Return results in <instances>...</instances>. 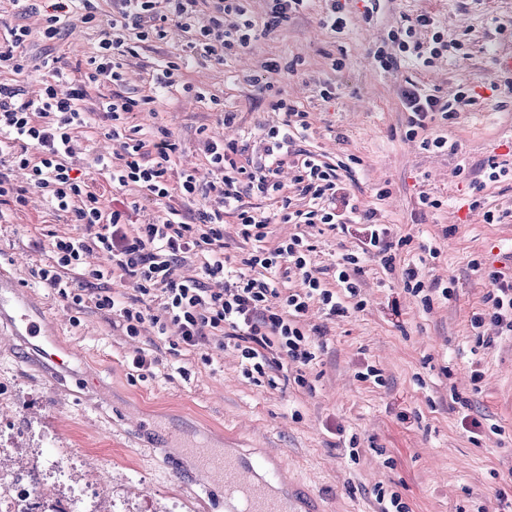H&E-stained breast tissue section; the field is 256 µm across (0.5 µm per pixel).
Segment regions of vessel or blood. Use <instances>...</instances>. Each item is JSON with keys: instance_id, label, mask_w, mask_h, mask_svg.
I'll list each match as a JSON object with an SVG mask.
<instances>
[{"instance_id": "vessel-or-blood-1", "label": "vessel or blood", "mask_w": 512, "mask_h": 512, "mask_svg": "<svg viewBox=\"0 0 512 512\" xmlns=\"http://www.w3.org/2000/svg\"><path fill=\"white\" fill-rule=\"evenodd\" d=\"M1 318L8 322L13 339L24 342L57 367L66 366L65 356L59 354L51 337L42 335L30 301L15 286H0ZM199 463V476L216 475L223 481L227 512H299L274 491L279 476L268 471L260 459L240 453L203 452Z\"/></svg>"}]
</instances>
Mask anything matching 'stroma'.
<instances>
[{
  "mask_svg": "<svg viewBox=\"0 0 512 512\" xmlns=\"http://www.w3.org/2000/svg\"><path fill=\"white\" fill-rule=\"evenodd\" d=\"M27 13L0 0V40L7 28L25 26L33 36L23 50L26 69L0 70V82L25 97L39 94L46 60L63 74L59 92L80 77L112 19L114 0H94L95 21L74 15L58 39L42 40L39 0ZM344 32L323 29L324 0H310L301 14L218 64L198 59L181 89L155 112L131 114L143 131L165 128L177 150L171 180L196 176L197 194L184 211L209 210L215 195L202 151L205 137L236 142L239 158L258 162L268 130L279 125L265 88L274 84L307 111V138L297 151L334 163L355 158L344 180L354 201L376 209L391 240H403L392 268L366 254L357 277L363 306L331 318L318 306L304 316V332L316 360L299 368L273 366L261 382L242 373L236 351L213 353L212 363L186 356L176 328L156 335L144 326L127 335L109 313L68 305L40 286L34 269L52 261V235L72 233L64 213L37 193L0 223V275L35 300L52 321L60 347L74 349L69 375L33 355L18 353L0 321V471L38 461L63 475L44 479L46 508H54L74 484L94 486V512H226L224 487L196 484L193 448H236L280 460L285 474L311 490L329 512H378V490L398 494L409 512H512V334L485 324L475 336L473 314L483 309L486 271L512 272V91L496 57L512 51V0H382L364 21L363 0H346ZM428 13L460 49L419 70L380 69L374 50L391 31ZM187 35L170 26L166 39L138 43L124 61V82L92 86L84 102L97 127L75 133V159L90 179L105 185L95 156L116 151L105 137L111 122L102 103L115 92L147 95L164 60L186 55ZM281 64L265 71L267 59ZM343 65L332 68V59ZM454 94L460 85L476 93L454 119L433 116L427 130L458 143L457 154L428 152L408 138V114L400 102L407 82ZM330 89L333 100L320 92ZM235 111L225 127V110ZM508 169L491 182L490 165ZM388 195L377 199L379 188ZM440 199L423 207L420 196ZM503 212L501 223L483 221ZM316 267L335 270L357 239L319 225L309 229ZM438 247L437 258L422 248ZM481 259L483 272L473 271ZM417 264L420 278L437 285L430 307L403 288L402 270ZM159 357L154 376L140 377L136 352ZM376 376H368V369Z\"/></svg>",
  "mask_w": 512,
  "mask_h": 512,
  "instance_id": "1",
  "label": "stroma"
}]
</instances>
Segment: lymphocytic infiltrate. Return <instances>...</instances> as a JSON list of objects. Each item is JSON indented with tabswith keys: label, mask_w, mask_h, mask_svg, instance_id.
I'll return each mask as SVG.
<instances>
[{
	"label": "lymphocytic infiltrate",
	"mask_w": 512,
	"mask_h": 512,
	"mask_svg": "<svg viewBox=\"0 0 512 512\" xmlns=\"http://www.w3.org/2000/svg\"><path fill=\"white\" fill-rule=\"evenodd\" d=\"M43 2L46 19L41 35L48 41L60 36L74 13H81L87 23L95 18L92 0ZM199 2L117 0L118 11L102 33L97 54L89 58L83 78L66 95H59L54 84L60 75L56 69L34 98L21 97L16 87L0 83V155L28 175L24 187L0 175V222L6 220L8 208L25 206L28 190H35L78 229L77 234L52 240L54 260L36 273L42 287L71 306L91 303L98 310L112 312L131 336L139 335L149 322L161 336L169 326H177L190 353L210 344L219 349L233 344L245 375L261 376L270 363L267 353L273 349L281 359L303 365L315 360L300 326L310 302H318L327 316L346 315L347 300L360 294L351 267L373 251L385 267H392L394 244L375 210L363 211L352 204L337 166L309 155L292 156V140L310 128L308 114L279 93L272 94L268 105L283 113L284 120L268 131L263 162L242 165L235 143L205 139L204 152L215 175L210 189L219 200L218 207L192 215L170 206L172 197L185 200L196 194V179L187 174L171 182L168 169L176 145L169 132L162 129L147 136L139 128H127L129 114L166 101L179 84L183 67L194 58L223 63L231 51L248 48L259 34L273 31L299 13L305 0H267V18L262 22L247 16L242 0H223L216 15L201 28L195 25ZM172 23L190 33L189 54L182 62L162 66L154 94L138 98L116 93L103 105L112 120L108 135L118 141L119 148L112 157H96L95 165L107 173L112 190L134 186L166 205L164 215L155 222L136 224L127 209L104 207L100 189L75 167L73 133L92 125V116L83 106L90 85L120 84L121 59L131 52L132 40L164 39ZM391 41L396 52L382 47L375 52L376 61L385 69L400 62L429 68L448 46L426 13L408 20L392 34ZM400 100L409 114L407 134L411 137L425 129L430 114L438 112L449 120L459 107L471 102L467 89H459L446 100L412 81L402 88ZM287 164L295 171V196L306 199V208H294L293 196L282 192L277 175ZM246 194L275 198L277 214L290 224H325L344 232L360 226L359 246L342 255L333 282H326L314 265V247L304 234L268 243L270 220L242 207ZM228 213L236 218L239 236L251 244L236 272L224 253V216ZM93 253L103 262L86 267L85 260ZM193 256L200 261L198 278L179 277L178 267ZM292 274L301 279V289L289 288ZM114 279L131 284L135 297L124 301L112 293L107 284ZM488 281L484 309L473 315L471 325L478 329L489 320L512 333V276L493 270Z\"/></svg>",
	"instance_id": "obj_1"
}]
</instances>
